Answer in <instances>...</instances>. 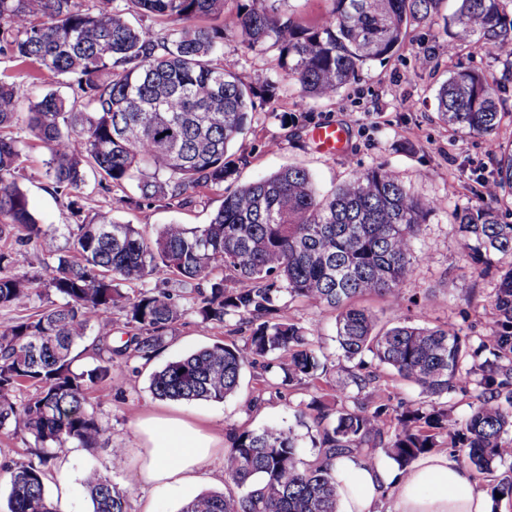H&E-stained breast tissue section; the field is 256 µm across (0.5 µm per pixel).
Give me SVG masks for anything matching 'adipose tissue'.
Segmentation results:
<instances>
[{
  "label": "adipose tissue",
  "instance_id": "adipose-tissue-1",
  "mask_svg": "<svg viewBox=\"0 0 512 512\" xmlns=\"http://www.w3.org/2000/svg\"><path fill=\"white\" fill-rule=\"evenodd\" d=\"M147 448L145 480L186 495L194 473L209 455L211 438L201 429L152 417L136 429ZM333 475L340 512H492L493 501L476 488L473 473L453 454L437 452L408 474L390 463L368 464L352 455L336 460Z\"/></svg>",
  "mask_w": 512,
  "mask_h": 512
}]
</instances>
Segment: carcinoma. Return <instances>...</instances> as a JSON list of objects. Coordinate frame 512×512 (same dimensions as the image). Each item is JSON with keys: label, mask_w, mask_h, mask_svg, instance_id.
<instances>
[{"label": "carcinoma", "mask_w": 512, "mask_h": 512, "mask_svg": "<svg viewBox=\"0 0 512 512\" xmlns=\"http://www.w3.org/2000/svg\"><path fill=\"white\" fill-rule=\"evenodd\" d=\"M0 0V54L74 78L80 109L64 98L34 94L32 84L0 82V224L36 241L53 260L46 273L0 276V309L28 308L47 288L62 299L0 325V429L29 436L37 461H14L6 475L8 512H57L45 490L49 462L70 445L91 453L108 427L87 393L106 397L119 374L115 356L150 360L183 315L173 296L123 286L163 273L193 293L194 313L207 327L236 316L250 334L244 346L215 343L178 357L155 371L150 390L160 400L222 402L238 389L245 367L262 364L282 386L317 380L325 356L315 332L280 316L283 297L336 311V342L351 361L368 355L414 383L429 404L387 403L371 371L351 373L354 406L331 409L314 399L299 409L296 424L229 430L224 448L226 490L203 491L180 512H339L333 459L346 454L377 461L382 451L406 474L419 456L449 440L474 472L486 474L512 445V224L497 208L463 207L454 224L465 256L478 273L496 270L490 329L478 348L442 326L403 321L385 328L366 295L394 303L421 256L420 228L437 203L411 194L382 166L357 170L322 194L309 173L286 167L236 187L209 223L164 224L154 238L134 224L98 215L69 230L70 250H59L54 232L34 217L20 189V141L11 133L16 107L28 103L27 128L48 148L45 176L69 194L93 172L108 188L137 183L139 198L188 199L200 184L230 175L224 156L243 134L254 98L274 96L280 81L258 74L245 82L218 63L224 29L240 34L249 49L275 47L284 80L312 98L354 81L364 66L391 57L407 30L438 15L441 0H330L313 27L280 9V0H248L225 11L229 0ZM442 17L448 50L458 42L494 49L512 47V0H455ZM176 23L163 38L125 15ZM503 86L480 70L460 68L441 84L437 113L456 132L485 137L499 155L496 202L512 200V144L496 134L504 115ZM230 270L224 287L217 271ZM123 313L136 330L112 347V314ZM98 333L96 365L79 370L78 345L91 326ZM475 382L468 417L458 419L440 400L456 385ZM27 391L24 399L17 394ZM306 429L302 435L298 429ZM308 436L318 449L314 464L300 457ZM92 512H128L129 491L98 471L84 480Z\"/></svg>", "instance_id": "obj_1"}]
</instances>
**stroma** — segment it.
<instances>
[{"label":"stroma","instance_id":"stroma-1","mask_svg":"<svg viewBox=\"0 0 512 512\" xmlns=\"http://www.w3.org/2000/svg\"><path fill=\"white\" fill-rule=\"evenodd\" d=\"M441 27L438 18L426 25L411 26L405 44L395 55L364 67L357 79L334 97L309 98L291 85L273 98H256L250 125L226 155L232 177L221 185L197 187L188 203L163 200L148 204L140 201L135 184L127 182L105 189L91 176L73 196L57 193L45 176L49 151L22 123L13 129L23 148L19 185L34 215L41 224L55 230L56 244L64 250L68 247L69 226L100 213H112L115 219L137 225L150 237L164 224L209 223L227 190L284 166L305 168L325 193L354 168L386 166L396 171L416 196L438 201L439 206L415 243L421 259L399 304L369 297L365 306L378 315L381 325L388 327L407 320L448 326L461 330L471 344H478L491 320L487 301L494 281L479 276L465 257L455 232L454 212L484 203L483 184L495 179L497 162L488 158L483 137L453 132L438 121L435 94L456 69L475 67L497 80L502 63L496 51L480 44L447 51ZM222 61L225 68L247 81L258 72L273 78L280 73L277 49L247 50L230 30L224 34ZM29 75L34 78L35 94L54 92L70 101L76 97L72 80L46 72L32 75L13 59L0 56L1 80ZM325 122L346 125L344 153L328 155L315 148L310 132L314 125ZM144 286L171 293L185 314L151 360L114 358L113 368L121 378L113 385L111 398L96 407L108 427L104 444L91 454L71 446L50 461L47 491L53 496L59 489H66L69 512H91L83 479L92 468L110 475L114 483L128 490V512H143L147 507L152 512H179L182 498L146 483L141 476L145 450L134 436V427L153 416L184 420L212 438L214 448L200 465L196 489L224 490L227 429L253 430L294 423L300 403L315 395H332L335 384L347 381L355 367L336 349L334 311L287 301L281 307L282 316L317 334L316 346L329 368L326 380L288 389L254 366L246 368L238 393L224 402L156 399L150 391L155 370L179 355L216 342L244 345L249 330L234 317L201 329L190 295L171 276H156L146 280ZM116 448L122 449L125 457L117 471L112 468V451Z\"/></svg>","mask_w":512,"mask_h":512}]
</instances>
